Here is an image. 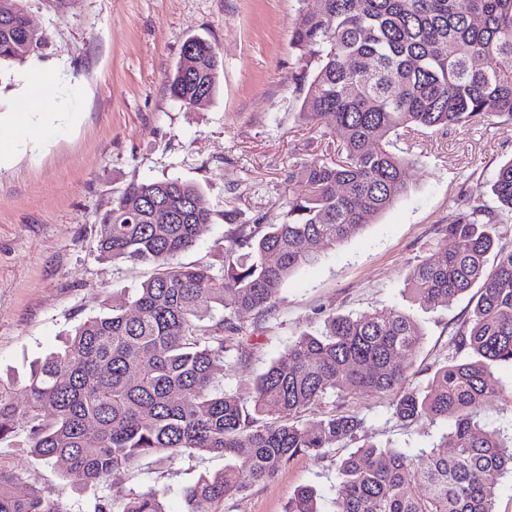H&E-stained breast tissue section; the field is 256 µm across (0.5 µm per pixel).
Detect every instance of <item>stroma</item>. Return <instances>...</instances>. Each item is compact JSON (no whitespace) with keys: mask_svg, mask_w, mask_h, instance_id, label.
I'll return each instance as SVG.
<instances>
[{"mask_svg":"<svg viewBox=\"0 0 512 512\" xmlns=\"http://www.w3.org/2000/svg\"><path fill=\"white\" fill-rule=\"evenodd\" d=\"M31 25L47 34L27 62L0 64V137L24 105L35 72L53 79L48 111L60 129L0 161V374L23 378L36 358L55 351L65 333L131 297L153 266L115 262L95 248L97 224L132 183L178 177L199 186L214 213L182 263L219 264L224 213L240 221L281 222L297 186L296 161L324 143L299 116V81L291 31L301 9L316 0H21ZM215 46L222 62L210 101L185 107L167 80L186 40ZM419 161L406 172L407 194L360 234L321 252L283 286L264 320L237 318L244 353L229 352L216 370L225 390L249 395L254 378L300 333L322 329L331 313L382 306L407 310L423 339L411 359V385L425 389L438 365L456 354V332L469 314L468 297L430 311L410 303L403 281L456 215L460 195L492 205L489 183L512 159V121L493 120L413 142ZM498 394L481 410L491 429L512 434V367L497 368ZM392 394L363 391L328 396L307 412L353 413L365 441L416 456L443 422H401ZM348 447L302 455L272 480L224 501V512H286L300 486L316 488L323 512H334L338 465ZM218 455L146 459L113 472L104 485L66 487L61 465L28 454L21 438L0 442V471L61 500L66 512H93L116 490L166 491L167 512H185L183 488L199 473L223 469Z\"/></svg>","mask_w":512,"mask_h":512,"instance_id":"1","label":"stroma"}]
</instances>
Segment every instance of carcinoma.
I'll return each mask as SVG.
<instances>
[{
  "label": "carcinoma",
  "instance_id": "carcinoma-1",
  "mask_svg": "<svg viewBox=\"0 0 512 512\" xmlns=\"http://www.w3.org/2000/svg\"><path fill=\"white\" fill-rule=\"evenodd\" d=\"M19 2L0 0V61L21 62L46 43L45 33L24 27ZM291 44L303 80L300 116L340 140L297 168L302 189L288 198L283 221L240 224L227 211L220 265L183 264L177 256L213 220L203 192L180 178L129 184L98 224L97 250L151 265L154 275L130 303L114 300L68 332L23 383L0 376V441L22 435L33 457L66 462L62 478L76 490L146 457H224V470L185 489L186 512H224L225 498L273 479L294 457L350 442L336 512H496L512 440L481 425L478 410L495 396L492 369L512 365V248L495 230L512 220V159L490 184L495 208L458 199L444 230L453 247L436 244L404 281L402 292L429 310L473 292L457 332L468 358L438 366L425 390L410 386L406 365L423 333L395 307L328 315L321 332L297 336L255 378L248 399L224 390L214 370L235 349L224 332L237 314L266 317L294 272L406 194L412 153L395 152L392 137L512 120V70L497 66L512 56V0H320L299 14ZM193 48L190 70L178 67L168 80L186 106L210 100L220 78L215 48L201 38ZM155 202L183 218L152 223ZM367 389L395 395L403 422L452 415L454 426L410 456L360 442L354 414L295 421L331 392ZM269 408L274 418L258 424ZM163 498L157 489L120 490L93 512H166ZM0 512L63 506L0 473ZM287 512H320L315 490L297 488Z\"/></svg>",
  "mask_w": 512,
  "mask_h": 512
}]
</instances>
